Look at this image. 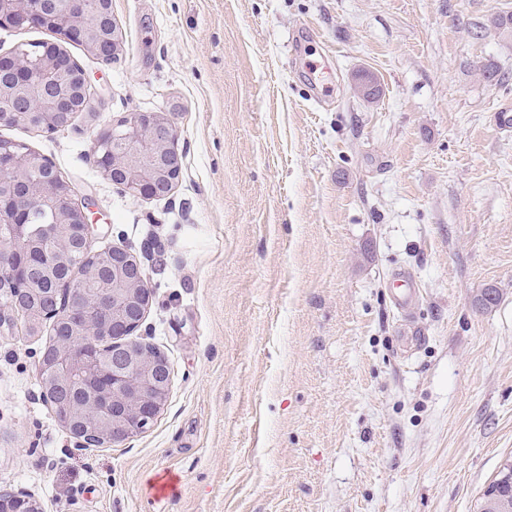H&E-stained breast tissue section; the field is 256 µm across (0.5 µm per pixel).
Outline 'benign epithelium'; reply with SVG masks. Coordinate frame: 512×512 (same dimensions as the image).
Returning a JSON list of instances; mask_svg holds the SVG:
<instances>
[{
    "label": "benign epithelium",
    "mask_w": 512,
    "mask_h": 512,
    "mask_svg": "<svg viewBox=\"0 0 512 512\" xmlns=\"http://www.w3.org/2000/svg\"><path fill=\"white\" fill-rule=\"evenodd\" d=\"M100 13L109 21L108 31L93 22L85 0H69V7L50 11L30 7V0H0V27L61 28L66 42L83 45L99 59L119 57L121 36L112 16V0H99ZM84 69L62 48L31 61L14 57L9 77L0 71V99L15 101L11 117L25 112L40 116L41 131L54 133L60 116L73 110V97L87 90ZM13 144L0 143V183L11 184L17 169L28 161L53 169L50 161L35 154L17 155ZM97 168L106 179L134 198L151 199L168 195L182 172V153L171 121L160 112H128L112 120L96 137ZM52 210L54 219L45 226L48 239L59 248H70L72 258L84 259L94 227L88 204L78 201L49 180L27 187L20 195L0 191V220L25 224L29 205ZM33 245L19 237L0 243V277L19 286L16 293L0 301V325L25 335L36 333L42 319H64L70 331L42 350L38 378L46 390L71 388L108 375L104 390L89 394L87 406L78 410L80 422L71 412L61 416L79 448L116 446L148 429L161 413L171 386V367L150 344L133 338L153 303L142 260L125 246H112V282L120 292L96 291L90 296L75 294L64 307L46 306L36 315L27 310L26 287L39 278L59 253L45 257L41 266L22 259ZM127 340L112 344V369L104 372L98 344L109 335ZM13 504L11 512H41L37 501L24 491L0 492V503Z\"/></svg>",
    "instance_id": "benign-epithelium-1"
}]
</instances>
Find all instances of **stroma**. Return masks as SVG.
Returning a JSON list of instances; mask_svg holds the SVG:
<instances>
[{"label":"stroma","instance_id":"stroma-1","mask_svg":"<svg viewBox=\"0 0 512 512\" xmlns=\"http://www.w3.org/2000/svg\"><path fill=\"white\" fill-rule=\"evenodd\" d=\"M512 0H112L119 60L66 43L89 105L49 160L155 300L154 424L76 448L41 393L44 336L0 327V489L42 512H477L512 459ZM494 62L510 81L486 78ZM374 73L380 95L356 94ZM161 112L158 199L104 179L96 134ZM411 274L409 310L390 296ZM493 287L499 303L475 306ZM181 490L154 498L156 472Z\"/></svg>","mask_w":512,"mask_h":512}]
</instances>
